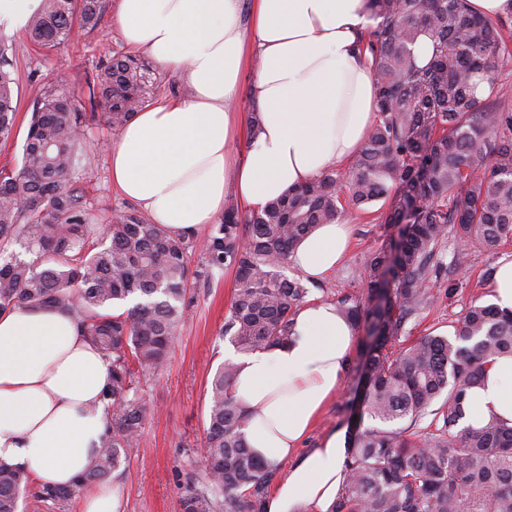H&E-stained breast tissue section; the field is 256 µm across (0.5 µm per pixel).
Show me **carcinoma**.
Wrapping results in <instances>:
<instances>
[{
    "label": "carcinoma",
    "mask_w": 512,
    "mask_h": 512,
    "mask_svg": "<svg viewBox=\"0 0 512 512\" xmlns=\"http://www.w3.org/2000/svg\"><path fill=\"white\" fill-rule=\"evenodd\" d=\"M368 2L377 110L354 168H330L259 211L228 199L201 236L168 232L131 209L101 230L90 223L76 187L89 164L85 114L66 79L42 87L20 167L0 170V312L70 311L112 378L103 394L109 423L90 467L71 488L34 489L33 512H69L84 486L129 466L146 414L139 373L160 365L178 335L189 279L234 270L221 336L240 353L274 347L309 293L302 278L282 272L295 246L317 225L343 222L346 206L378 200L388 203L385 229L398 236L364 262L360 291L334 302L365 336L357 420L331 512H512V426L459 427L487 363L512 355V313L473 304L451 332L393 351L407 323L437 300L428 283L444 267L447 238L457 268L472 247L512 240V110L497 102L498 71L512 64L507 21L477 14L468 0ZM102 11V0H41L28 34L50 52L74 31L95 29ZM423 36L433 53L420 65ZM13 56L0 40L1 141L16 121ZM155 81L143 59L116 56L89 86V101L118 132L151 101ZM195 252L201 265L192 273ZM129 299L138 303L116 312ZM236 372L226 360L213 374L201 475L183 486L180 512H264L278 466L246 445L230 390ZM29 485L26 471L0 461V512H18Z\"/></svg>",
    "instance_id": "carcinoma-1"
}]
</instances>
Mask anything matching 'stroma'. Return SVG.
<instances>
[{
	"mask_svg": "<svg viewBox=\"0 0 512 512\" xmlns=\"http://www.w3.org/2000/svg\"><path fill=\"white\" fill-rule=\"evenodd\" d=\"M115 0H103L99 27L80 34L50 54H42L31 43L26 29H13L0 23V39L13 43L16 54L13 66L18 77V113L16 134L0 141V167L16 166L21 161L22 145L33 104L42 85L56 75H64L71 92L77 97L80 112L90 113L88 86L103 62L127 48L111 28ZM86 152L90 164L79 186L95 223L103 224L118 211L134 208L112 184L106 144L112 130L102 122H89L86 129ZM382 202L366 209L348 208L351 241L343 263L324 280L310 283L309 296L318 301H333L359 289L358 274L365 259L386 242L382 224L377 221ZM512 257V241L495 248L476 246L462 269H448L434 279L440 295L435 306L428 308L406 326L407 340H415L431 331L448 332L471 304H490L488 283L501 258ZM235 288L233 271L218 274L210 282H197L189 317L180 326L175 342L159 368L140 374V385L147 413L141 438L134 449L128 468L116 480L121 494L119 512H179L181 488L196 467L190 449L202 447L207 390L217 366L229 349L228 340L219 332L229 310ZM360 390L357 369H349L335 400L317 421L308 437L306 448L317 447L333 431H349L357 412L356 392Z\"/></svg>",
	"mask_w": 512,
	"mask_h": 512,
	"instance_id": "stroma-1",
	"label": "stroma"
}]
</instances>
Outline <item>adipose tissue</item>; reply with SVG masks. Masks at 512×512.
I'll return each instance as SVG.
<instances>
[{
	"instance_id": "ef3b65f1",
	"label": "adipose tissue",
	"mask_w": 512,
	"mask_h": 512,
	"mask_svg": "<svg viewBox=\"0 0 512 512\" xmlns=\"http://www.w3.org/2000/svg\"><path fill=\"white\" fill-rule=\"evenodd\" d=\"M368 0H117L112 27L136 56L178 75L184 94L147 105L107 146L112 182L152 223L191 232L215 223L227 194L257 210L350 162L375 117L372 72L359 51ZM247 94L253 124L234 105ZM247 137L243 157L232 146ZM345 224H323L290 259L323 279L340 264ZM357 340L332 303L297 311L288 341L236 357L231 392L255 454L295 464L265 512H330L344 479L343 432L301 446L335 397ZM111 366L76 318L55 308L0 313V461L33 486L73 485L108 420ZM465 424L512 426V355L493 360L465 402Z\"/></svg>"
}]
</instances>
